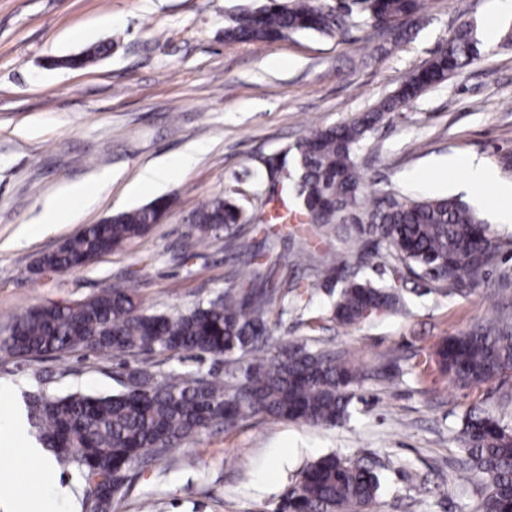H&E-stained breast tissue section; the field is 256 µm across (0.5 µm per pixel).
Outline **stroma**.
Instances as JSON below:
<instances>
[{
    "instance_id": "1",
    "label": "stroma",
    "mask_w": 512,
    "mask_h": 512,
    "mask_svg": "<svg viewBox=\"0 0 512 512\" xmlns=\"http://www.w3.org/2000/svg\"><path fill=\"white\" fill-rule=\"evenodd\" d=\"M265 0H0V329L28 309L78 301L117 283L134 284L144 309L174 314L249 282L225 238L187 246L189 214L236 188L259 210L268 185L262 158L285 155L314 127L334 126L374 108L425 64L460 23L485 28L491 0H429L406 39L384 41L358 26L332 38L298 32L272 43H235L224 29ZM98 44L110 48L85 68L55 59ZM485 56L385 117L359 154L371 190L409 198L459 196L476 204L502 261L485 283L447 294L409 284L405 311L347 327L331 320L326 288L310 289L304 313L271 311L273 343L336 350L362 370L351 416L337 426L256 416L205 432L142 468L111 512H276L301 471L336 453L372 465L381 478L373 512H476L482 482L464 478L456 440L464 413L489 409L512 425V378L481 386L452 382L429 357L442 339L494 316L512 317V224L495 212L493 186L461 193L465 169L448 157L476 156L512 181V46L485 42ZM283 67L267 68L268 58ZM199 147L195 162L174 167L158 190L133 193L148 167ZM95 186L92 200L41 230L44 202L65 184ZM166 196L164 219L143 236L75 271L37 272L35 263L79 228ZM428 360L425 371L415 364ZM223 373L210 355L75 350L38 359L0 349V416L24 414L37 388L119 391L122 373ZM19 437L0 445V468L17 487V512H76L75 472L68 496H33L36 474Z\"/></svg>"
}]
</instances>
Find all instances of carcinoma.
<instances>
[{"label": "carcinoma", "instance_id": "cac0c4a2", "mask_svg": "<svg viewBox=\"0 0 512 512\" xmlns=\"http://www.w3.org/2000/svg\"><path fill=\"white\" fill-rule=\"evenodd\" d=\"M425 0H360L362 13L341 4L325 9L315 0L291 5L268 0L238 14L225 27L227 42H272L293 32L334 36L353 26L403 38L424 9ZM106 52L98 45L56 65L78 68ZM484 55L475 24L465 22L397 91L373 110L335 126L305 133L294 146L295 166L269 157L266 169L277 192L287 190L293 210L313 234L335 233L361 260H377L393 274L425 278L460 291L486 281L498 263L500 247L489 238L477 213L453 198L409 199L393 191L374 194L357 162L374 127L385 115L417 99L448 75ZM167 204L157 200L83 226L57 249L38 259V269L75 270L144 234L160 222ZM288 214L263 212L265 244L255 251L230 239L244 264L254 268L248 288L224 293L176 315L149 314L134 289L114 285L75 304L50 303L16 317L0 348L28 358L81 349L93 353L210 354L224 359V377L211 373L160 375L148 368L127 372L131 384L112 394L79 389L65 395L40 388L27 401V419L42 447L63 471L79 472L81 503L88 512H110L114 498L132 486L133 471L162 459L172 449L211 428H232L265 416L335 426L350 415L353 387L361 373L334 353L314 354L301 345L270 348L266 312L288 308V294L300 285L280 268L274 254L279 223ZM249 221L232 190L192 212L184 237L203 247ZM311 271L309 288L342 283L332 302V319L353 326L366 311L395 313L398 285H377L350 273L337 259H319L312 249L296 258ZM434 361L462 386H480L512 376V325L497 317L476 329L447 337ZM457 441L466 455L465 473L486 477L477 512H512V428L481 406L463 416ZM381 486L374 467L336 454L308 465L289 490L282 512H370Z\"/></svg>", "mask_w": 512, "mask_h": 512}]
</instances>
